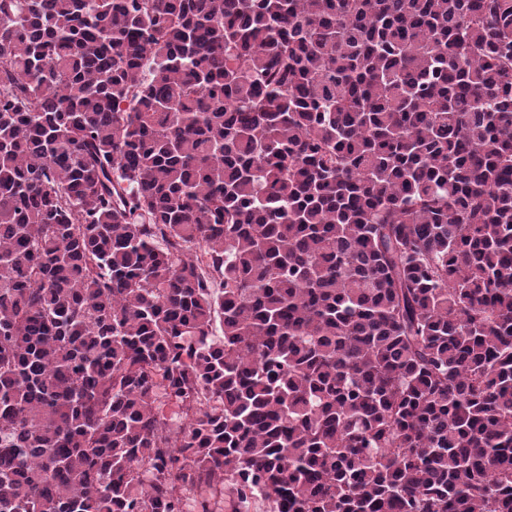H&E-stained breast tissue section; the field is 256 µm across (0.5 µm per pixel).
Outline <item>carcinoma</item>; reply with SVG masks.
I'll use <instances>...</instances> for the list:
<instances>
[{"label":"carcinoma","instance_id":"obj_1","mask_svg":"<svg viewBox=\"0 0 512 512\" xmlns=\"http://www.w3.org/2000/svg\"><path fill=\"white\" fill-rule=\"evenodd\" d=\"M192 492L512 512V0H0V512Z\"/></svg>","mask_w":512,"mask_h":512}]
</instances>
